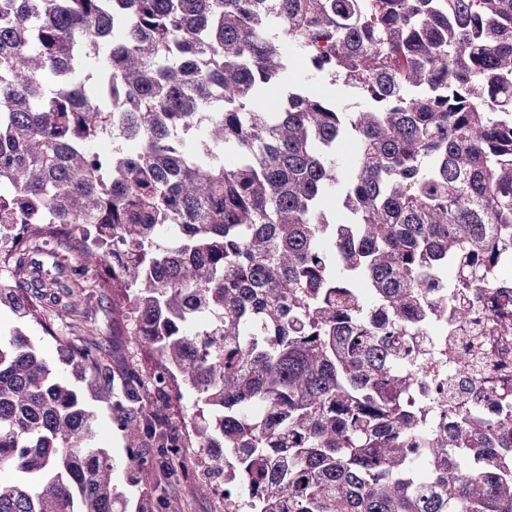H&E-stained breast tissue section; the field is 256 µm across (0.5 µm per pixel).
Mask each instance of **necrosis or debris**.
Wrapping results in <instances>:
<instances>
[{"instance_id": "obj_1", "label": "necrosis or debris", "mask_w": 512, "mask_h": 512, "mask_svg": "<svg viewBox=\"0 0 512 512\" xmlns=\"http://www.w3.org/2000/svg\"><path fill=\"white\" fill-rule=\"evenodd\" d=\"M475 331L453 339L436 336L429 329H422L421 343L424 353L407 362L406 367L422 373L424 379L415 385L410 401L427 402L431 420L440 422L446 417L442 396L448 390L449 381L463 386L478 385L482 398L475 411L483 418L491 419L498 414L512 413V399L499 395V387L512 384V251L501 253L494 278L483 292L479 307L473 310ZM453 342V355H444L442 346ZM485 355L478 379L461 374L460 365L473 351Z\"/></svg>"}]
</instances>
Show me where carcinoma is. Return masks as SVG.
Returning <instances> with one entry per match:
<instances>
[{"instance_id":"obj_1","label":"carcinoma","mask_w":512,"mask_h":512,"mask_svg":"<svg viewBox=\"0 0 512 512\" xmlns=\"http://www.w3.org/2000/svg\"><path fill=\"white\" fill-rule=\"evenodd\" d=\"M288 45L362 103L256 108ZM511 244L512 0H0V306L52 336L75 292L107 302L157 390L193 391L200 475L242 497L226 512H512V414L425 428L403 368L423 320L471 323L432 281L476 290ZM59 361L167 483L141 374L90 329ZM6 466L0 512H127L92 412L20 330ZM155 503L177 512H136Z\"/></svg>"}]
</instances>
